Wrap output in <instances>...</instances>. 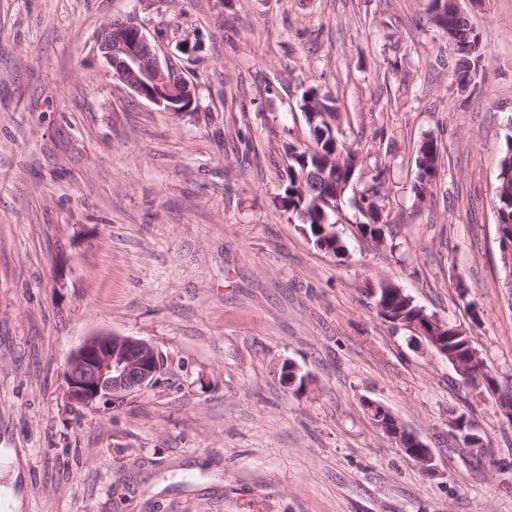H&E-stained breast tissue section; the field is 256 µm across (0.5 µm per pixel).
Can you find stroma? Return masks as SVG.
Masks as SVG:
<instances>
[{
	"label": "stroma",
	"mask_w": 512,
	"mask_h": 512,
	"mask_svg": "<svg viewBox=\"0 0 512 512\" xmlns=\"http://www.w3.org/2000/svg\"><path fill=\"white\" fill-rule=\"evenodd\" d=\"M431 0H0V448L20 512H512V420L373 288L465 331L512 392V280L493 187L512 137V0H460L486 71L459 89ZM143 24L197 87L178 119L114 80L95 47ZM335 99L384 171V246L345 196L318 249L278 205L301 97ZM442 157L426 199L416 147ZM110 332L150 342L151 388L91 412L69 353ZM313 384L282 382V362ZM420 437L419 466L364 407ZM466 418L483 447L450 422Z\"/></svg>",
	"instance_id": "1"
}]
</instances>
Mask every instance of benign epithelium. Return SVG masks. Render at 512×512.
I'll return each instance as SVG.
<instances>
[{
    "mask_svg": "<svg viewBox=\"0 0 512 512\" xmlns=\"http://www.w3.org/2000/svg\"><path fill=\"white\" fill-rule=\"evenodd\" d=\"M96 50L104 59L113 79L137 96L164 112L178 117L189 114L194 104L196 87L166 58L146 35L144 27L133 18L104 25L95 38ZM380 317L399 324L418 338L424 339L448 360L457 374L472 384L497 390L496 379L484 367L479 354L471 346L464 331L416 308V316H395L389 299L376 300ZM164 369V360L148 341L115 333L90 336L68 356L64 366L68 397L72 404L89 411L107 405L117 406L127 398L154 386ZM281 379L295 389L307 388L310 378L286 362ZM366 409L372 420L419 468L431 475L434 457L429 448L385 406L370 401ZM451 426L463 442L475 447L483 444L480 435L460 417Z\"/></svg>",
    "mask_w": 512,
    "mask_h": 512,
    "instance_id": "7a95c632",
    "label": "benign epithelium"
}]
</instances>
